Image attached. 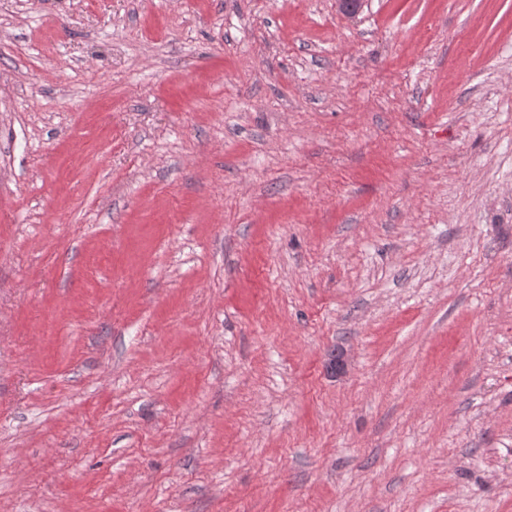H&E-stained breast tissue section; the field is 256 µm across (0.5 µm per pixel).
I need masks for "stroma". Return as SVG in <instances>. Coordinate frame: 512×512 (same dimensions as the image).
<instances>
[{
    "instance_id": "1",
    "label": "stroma",
    "mask_w": 512,
    "mask_h": 512,
    "mask_svg": "<svg viewBox=\"0 0 512 512\" xmlns=\"http://www.w3.org/2000/svg\"><path fill=\"white\" fill-rule=\"evenodd\" d=\"M0 512H512V0H0Z\"/></svg>"
}]
</instances>
